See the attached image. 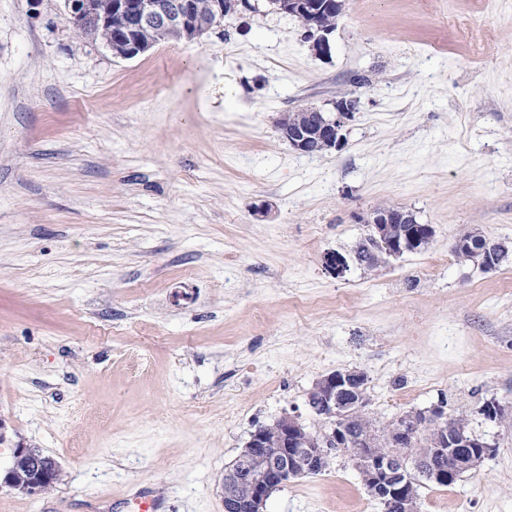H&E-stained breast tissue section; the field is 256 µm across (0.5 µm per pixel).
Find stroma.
Instances as JSON below:
<instances>
[{
  "label": "stroma",
  "mask_w": 512,
  "mask_h": 512,
  "mask_svg": "<svg viewBox=\"0 0 512 512\" xmlns=\"http://www.w3.org/2000/svg\"><path fill=\"white\" fill-rule=\"evenodd\" d=\"M251 2L124 59L63 0H0V469L19 443L62 469L0 512H223L251 432L323 431L308 394L352 368L376 426L438 408L495 449L420 512H512V257L452 254L512 248V0H345L326 57ZM346 93L341 151L281 138ZM385 203L429 246L332 274ZM266 510L385 512L341 454Z\"/></svg>",
  "instance_id": "35a3bbf8"
}]
</instances>
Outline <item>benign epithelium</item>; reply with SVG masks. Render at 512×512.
Listing matches in <instances>:
<instances>
[{"instance_id":"obj_1","label":"benign epithelium","mask_w":512,"mask_h":512,"mask_svg":"<svg viewBox=\"0 0 512 512\" xmlns=\"http://www.w3.org/2000/svg\"><path fill=\"white\" fill-rule=\"evenodd\" d=\"M65 8L72 20L97 12L90 0H65ZM250 8V0H111V8L102 13L97 26L106 47L118 48L122 55L133 57L149 49L140 39V33L146 30L157 42L180 34L194 40L220 23L225 15ZM289 12L297 16L305 29L314 53L328 55V35L342 12V0H289ZM356 105L357 98L344 96L336 101L334 115L306 107L302 109L304 119L299 121L286 112L278 121V129L298 153L340 151L346 142L344 127ZM367 223L379 233L385 254L393 257L434 236L432 226L418 223L411 212L398 206L374 209ZM461 247L481 256L487 264L497 261L495 245L485 237L466 240ZM363 376L358 370H336L315 382L311 392L316 401L310 407L324 419L323 432L310 431L299 416L290 413L270 426L256 428L240 454L241 465L224 473V489L244 487L240 497L224 496V512H265L276 489L298 473L323 469L337 451L351 457L365 485L391 512H419L407 472L415 470L436 483L451 485L460 471L477 468L494 452L489 443L471 441L451 425L436 428L433 447L409 449L413 436L428 422L441 423V412L436 409L429 417L420 413L400 417L385 432L392 448L381 450L382 432L356 429L340 415L345 407L366 404L362 398L351 399ZM56 474L55 463L37 450L19 444L0 478V488L39 497L54 483Z\"/></svg>"}]
</instances>
